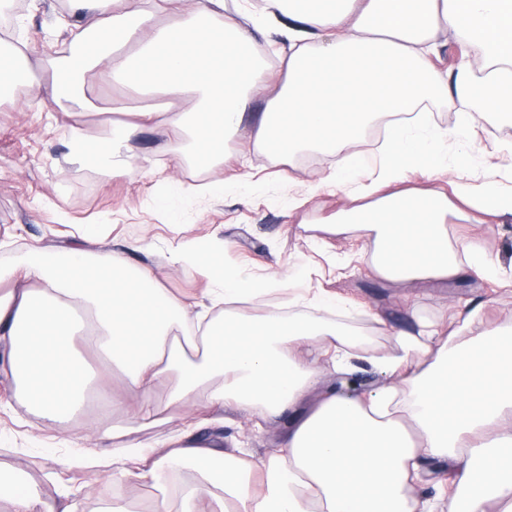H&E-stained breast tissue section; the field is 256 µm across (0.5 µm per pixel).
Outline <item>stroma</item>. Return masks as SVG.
I'll use <instances>...</instances> for the list:
<instances>
[{"instance_id": "stroma-1", "label": "stroma", "mask_w": 512, "mask_h": 512, "mask_svg": "<svg viewBox=\"0 0 512 512\" xmlns=\"http://www.w3.org/2000/svg\"><path fill=\"white\" fill-rule=\"evenodd\" d=\"M89 23L75 14L69 0H27L8 26L7 43H25L26 63L41 83L43 108L28 104L27 92L0 99V264L18 262L31 248L55 249L79 240L85 228L94 233L87 248L122 255L130 264L151 269L164 288L186 304L200 301L206 282L194 269L173 263L179 244L189 239L230 240L221 264L246 265L267 274L288 272L297 293L322 288L349 302L346 322L372 336L377 353L396 352L395 335L417 329L419 320L455 316L482 305L485 319L498 324L512 317V219L485 225L486 246L495 272H469L465 279L407 286L379 277L366 262L342 269L329 266L310 248L318 225L329 223L344 206L343 198L321 191L306 204L296 202L289 180L319 183L336 164L324 151L303 152L289 160L255 153L247 136L274 91H257L237 136L224 151H245L247 165L226 168L191 158L172 134L156 127L131 141L136 155L149 158L155 170L110 175L106 166L80 158L74 146L109 133L121 119L126 100L96 72L85 76L99 98L91 114L64 119L51 101L50 58L72 45ZM512 142V125L494 116L482 119L468 137L450 142L448 162L483 177L485 153L495 155L497 179L512 182V154L499 151ZM249 177H242L243 169ZM220 182L223 192L195 195L186 185ZM225 424L223 450L244 442L254 459L278 448L284 420L254 422L232 408L217 410ZM120 414L93 399L86 412L66 423L43 420L27 405L11 374L0 370V470L21 468L43 503L96 512L100 503L120 495L134 512H146L154 491L134 478L116 482L112 471L74 463L75 449L105 453L110 441L100 439L96 422H120Z\"/></svg>"}]
</instances>
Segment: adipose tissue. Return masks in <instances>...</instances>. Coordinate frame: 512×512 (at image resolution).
I'll return each instance as SVG.
<instances>
[{"mask_svg": "<svg viewBox=\"0 0 512 512\" xmlns=\"http://www.w3.org/2000/svg\"><path fill=\"white\" fill-rule=\"evenodd\" d=\"M92 17L77 33L76 57L60 56L51 99L60 112L94 111L83 71L119 74L134 90L191 93L186 110H131L108 136L85 141L80 154L129 174L146 166L127 154V142L153 126L189 137L194 156L224 159L251 95L267 79L277 91L248 135L257 151L290 158L307 149L337 157L321 187L351 202L322 230L344 241L372 236L363 247L383 279L407 285L462 278L463 259L489 263L481 238L448 243L447 217L473 226L485 217H512V187L461 166L452 194L400 189L408 161L430 160L440 177L449 141L493 114L512 124V0H263L265 17L291 22L285 41L266 66L253 54L254 37L227 14L224 0H74ZM176 15L167 25L158 15ZM465 39L456 71L432 69L428 57L438 32ZM448 93L459 121L432 126L426 103ZM387 119L383 159L374 179L356 146L364 131ZM230 241L190 240L176 263L209 282L207 305L190 311L147 268L130 269L117 255L91 257L70 246L34 249L21 264L0 266V341L5 360L30 406L63 423L80 413L93 374L74 353L72 338L88 343L119 373L109 387L113 410H131L147 427L164 413L234 407L262 417L287 415L283 447L260 462L229 455L192 435L170 445L130 442L126 426L100 428L111 440L99 465L113 480L133 476L157 490L153 512H168L172 474L195 466L200 483L182 494L181 512H197L209 496L212 512H433L434 502L412 493L426 463L447 470L442 482L448 512H512V322L486 325L470 310L449 335L423 324L396 337L397 351L373 356L385 385L351 392L317 391L324 367L352 374L369 343L331 320L345 305L318 290L303 303L315 316L270 311L240 315L237 303H263L287 291V275H256L244 266L215 264ZM223 305L219 320L208 318ZM205 322L204 351L194 350L190 320ZM12 512H70L41 504L22 470L0 475V500Z\"/></svg>", "mask_w": 512, "mask_h": 512, "instance_id": "ef3b65f1", "label": "adipose tissue"}]
</instances>
